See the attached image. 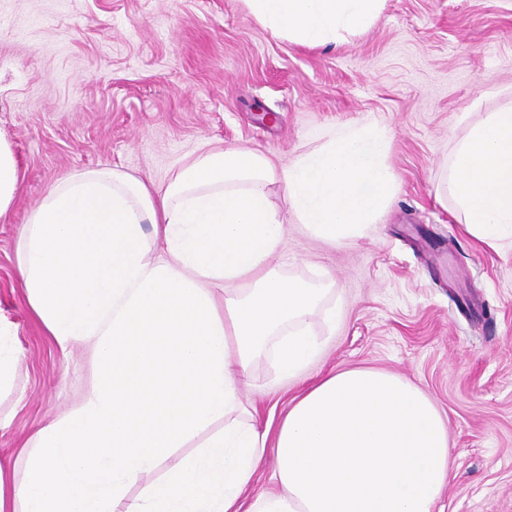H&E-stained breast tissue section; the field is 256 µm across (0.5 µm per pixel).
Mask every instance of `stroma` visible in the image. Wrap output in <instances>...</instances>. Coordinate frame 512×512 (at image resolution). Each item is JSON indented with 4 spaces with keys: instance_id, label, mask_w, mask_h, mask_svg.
Returning a JSON list of instances; mask_svg holds the SVG:
<instances>
[{
    "instance_id": "1",
    "label": "stroma",
    "mask_w": 512,
    "mask_h": 512,
    "mask_svg": "<svg viewBox=\"0 0 512 512\" xmlns=\"http://www.w3.org/2000/svg\"><path fill=\"white\" fill-rule=\"evenodd\" d=\"M510 101L512 0H382L370 28L326 46L272 34L245 0H0V139L22 177L0 221V315L20 350L0 465L22 475L23 447L90 378L83 347L61 353L17 270L51 184L109 167L162 190L200 153L237 146L280 168L317 135L373 123L394 193L360 234L315 240L270 187L286 226L271 264L324 289L307 324L325 349L291 381L262 353L242 399L277 424L336 372L402 376L447 420L444 512H512V240L489 247L435 194L468 122Z\"/></svg>"
}]
</instances>
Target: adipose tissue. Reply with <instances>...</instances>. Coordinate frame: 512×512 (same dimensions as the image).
<instances>
[{
  "mask_svg": "<svg viewBox=\"0 0 512 512\" xmlns=\"http://www.w3.org/2000/svg\"><path fill=\"white\" fill-rule=\"evenodd\" d=\"M246 2L272 34L316 45L368 29L380 0ZM386 148L369 123L278 170L229 148L198 155L161 192L111 168L52 184L28 214L17 268L61 352L85 345L91 381L24 449L21 481L0 469V512H434L450 479L448 427L409 381L336 372L293 399L274 435L242 402L264 348L288 380L324 348L306 323L322 289L269 264L286 231L269 184L333 245L389 206ZM447 190L477 239L512 238V104L455 144ZM149 224L164 258L150 254ZM270 453L276 489L243 506Z\"/></svg>",
  "mask_w": 512,
  "mask_h": 512,
  "instance_id": "adipose-tissue-1",
  "label": "adipose tissue"
}]
</instances>
